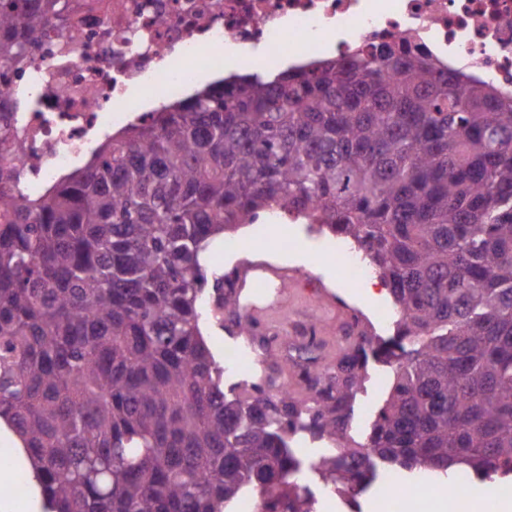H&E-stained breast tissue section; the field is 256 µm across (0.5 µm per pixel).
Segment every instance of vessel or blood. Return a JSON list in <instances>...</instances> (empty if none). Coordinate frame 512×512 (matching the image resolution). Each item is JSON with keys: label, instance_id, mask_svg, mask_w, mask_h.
Wrapping results in <instances>:
<instances>
[{"label": "vessel or blood", "instance_id": "obj_1", "mask_svg": "<svg viewBox=\"0 0 512 512\" xmlns=\"http://www.w3.org/2000/svg\"><path fill=\"white\" fill-rule=\"evenodd\" d=\"M235 290H248L245 312L249 321L278 336L294 335L299 330L296 319L304 308L317 309L321 319H334L339 310L334 301L307 296L299 278L279 268L260 270L244 267L233 276Z\"/></svg>", "mask_w": 512, "mask_h": 512}]
</instances>
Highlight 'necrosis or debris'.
I'll return each instance as SVG.
<instances>
[{
    "label": "necrosis or debris",
    "mask_w": 512,
    "mask_h": 512,
    "mask_svg": "<svg viewBox=\"0 0 512 512\" xmlns=\"http://www.w3.org/2000/svg\"><path fill=\"white\" fill-rule=\"evenodd\" d=\"M9 79L23 150L19 188L39 194L92 158L103 140L225 70V49L250 63L306 66L328 50L414 37L449 70L512 93V0H70Z\"/></svg>",
    "instance_id": "4bbe7bcc"
}]
</instances>
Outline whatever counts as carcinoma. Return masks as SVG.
I'll list each match as a JSON object with an SVG mask.
<instances>
[{
	"label": "carcinoma",
	"mask_w": 512,
	"mask_h": 512,
	"mask_svg": "<svg viewBox=\"0 0 512 512\" xmlns=\"http://www.w3.org/2000/svg\"><path fill=\"white\" fill-rule=\"evenodd\" d=\"M66 0H0V68ZM231 75L151 112L38 195L0 163V421L50 512H316L291 438L340 495L380 469L512 490V96L412 44ZM349 239L398 314L389 394L348 432L375 337L311 391L222 388L199 331L207 242L266 212Z\"/></svg>",
	"instance_id": "obj_1"
}]
</instances>
